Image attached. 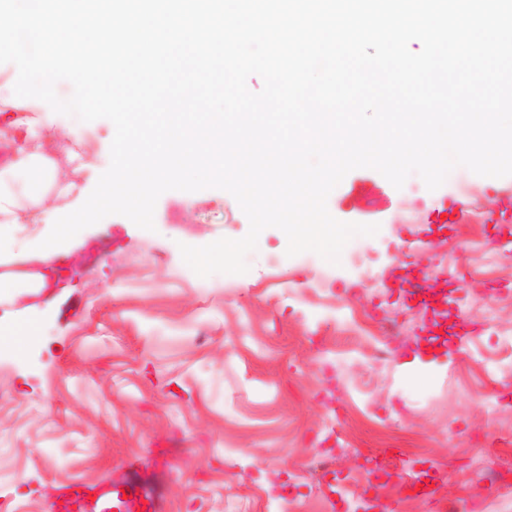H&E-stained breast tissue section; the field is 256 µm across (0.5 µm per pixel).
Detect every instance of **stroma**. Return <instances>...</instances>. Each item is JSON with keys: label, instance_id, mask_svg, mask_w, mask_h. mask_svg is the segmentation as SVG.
I'll return each mask as SVG.
<instances>
[{"label": "stroma", "instance_id": "1", "mask_svg": "<svg viewBox=\"0 0 512 512\" xmlns=\"http://www.w3.org/2000/svg\"><path fill=\"white\" fill-rule=\"evenodd\" d=\"M26 109L76 129L94 189L112 161L109 120L76 127L39 102ZM406 184L381 163L351 165L320 202L351 233L333 264L287 246L281 224L257 228V198L217 183L157 193L149 237L119 207L87 225L56 260L66 282L0 303V316L38 326L30 347L0 354V512H53L58 486L131 476L161 488L167 512H230L235 500L263 512L316 449L335 447L336 414L354 446L336 471L421 446L447 501L493 496L466 463L512 434L499 342L512 337V243L492 268L483 249L508 235L486 222L485 194L512 196V161L489 182L462 169L420 178L410 198ZM446 197L467 213L441 231L425 218ZM216 240L252 243L247 269L201 276L182 247ZM414 280L444 295L436 313L406 300ZM383 309L407 328L378 362L379 338L354 335L351 317Z\"/></svg>", "mask_w": 512, "mask_h": 512}]
</instances>
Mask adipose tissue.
Wrapping results in <instances>:
<instances>
[{
    "label": "adipose tissue",
    "mask_w": 512,
    "mask_h": 512,
    "mask_svg": "<svg viewBox=\"0 0 512 512\" xmlns=\"http://www.w3.org/2000/svg\"><path fill=\"white\" fill-rule=\"evenodd\" d=\"M0 29L27 35L26 43L0 50V63L19 72L15 82L0 85V254L22 242L18 230L37 225L40 233L22 243L45 264L117 204L143 235H151L150 195L160 187L182 185L190 172L203 180L233 165L241 178L228 183L231 192L245 191L249 175H259L270 194L261 215L275 220L289 198L299 197L310 210L338 190L351 159L371 157L376 142L384 143V158L400 174L444 176L472 165L478 175L491 179L504 158L503 137L512 133L510 110L488 117L441 112L433 106L397 112L384 123L361 127L352 118L362 108L358 98L348 101L347 111L328 119L318 112H277L266 125L248 128L241 120L225 119L218 98L209 102L207 113L186 112L175 119L159 132L148 152L132 143L129 122L117 120L113 161L102 168L95 190L86 194L76 180L87 164L84 154L74 144L49 142L44 127L27 116L20 103L36 96L46 111L64 110L84 122L97 120L101 90L121 95L130 81L129 71L101 66L89 53L111 37L112 18L103 14L88 25L71 8L1 12ZM61 40L75 46L76 70H63L54 50ZM58 151L65 165L55 160ZM288 238L297 243L316 239L322 257L331 263L345 241L327 221L317 228L289 225Z\"/></svg>",
    "instance_id": "ef3b65f1"
}]
</instances>
